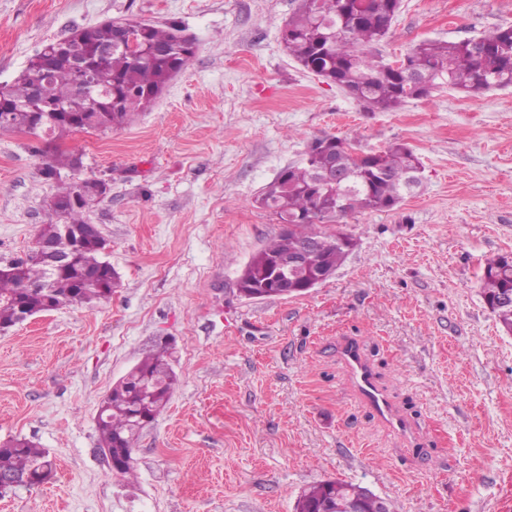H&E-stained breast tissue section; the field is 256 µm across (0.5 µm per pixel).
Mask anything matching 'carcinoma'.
Segmentation results:
<instances>
[{
	"mask_svg": "<svg viewBox=\"0 0 512 512\" xmlns=\"http://www.w3.org/2000/svg\"><path fill=\"white\" fill-rule=\"evenodd\" d=\"M400 8V0H298L288 19L282 42L287 53L305 70L319 74L356 100L367 112H391L409 100L425 97L441 85L467 94L512 87V26L498 27L478 38L461 41H428L411 48L401 65L391 66L378 51L388 36ZM141 29L140 39L155 49L149 56H135L117 46L121 25ZM177 23L164 28L151 24L114 20L92 27L85 34L72 33L60 44L50 42L29 61V67L11 85L0 101L6 121L0 130L34 126L41 114L61 103L65 110L46 125L49 133L38 138L51 145L78 132L71 121L77 115L91 129L105 133L129 123L157 99L172 72L186 69L195 55L191 39L174 41ZM110 48L109 61L94 73L96 93L112 98L94 111L76 89L69 66L98 48ZM330 142L326 155L310 153L298 164L280 170L261 193L265 208L282 223L295 225L281 233L251 258L243 272L252 277L268 260L293 258L303 242L318 239L310 251L316 270L331 277L348 252L337 239L334 223L355 213L390 211L419 187L413 172L418 157L402 145L392 144L378 155L355 156L346 139L323 136ZM76 158L54 148L44 169L48 179H60V167L75 166ZM70 182L58 188L47 201L52 221L44 230L58 227L64 219L80 235L74 264L50 273L30 257L10 263L11 272L0 274V327L17 323L24 310L58 309L71 303H90L112 295L115 273L104 264L96 228L86 223L84 213L100 194L86 189L78 207L65 209L76 195ZM96 272L98 287H86L84 275ZM483 299L497 322L512 335V258L501 255L486 262L481 277ZM172 352L156 346L132 368L129 376L104 399L97 427L101 451L123 477L134 475L133 446L141 419H155L165 408L177 377ZM53 476L49 453L27 440L0 445V479L28 478L32 483ZM364 487L339 480H326L303 490L295 509L299 512H344L341 505L363 495Z\"/></svg>",
	"mask_w": 512,
	"mask_h": 512,
	"instance_id": "obj_1",
	"label": "carcinoma"
}]
</instances>
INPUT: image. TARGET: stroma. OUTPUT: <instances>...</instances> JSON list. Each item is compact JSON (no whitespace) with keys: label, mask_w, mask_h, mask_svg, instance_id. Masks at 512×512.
<instances>
[{"label":"stroma","mask_w":512,"mask_h":512,"mask_svg":"<svg viewBox=\"0 0 512 512\" xmlns=\"http://www.w3.org/2000/svg\"><path fill=\"white\" fill-rule=\"evenodd\" d=\"M295 0H0V84L42 44L112 19L178 22L190 66L107 133L60 143L68 180L105 181L87 221L120 274L106 300L0 331V443L48 449L56 475L0 512H294L323 480L370 488L400 512H512V335L480 289L512 253V88L441 87L367 112L287 54ZM512 25V0H401L379 50ZM410 147L422 187L338 227L355 242L295 297L249 299L237 279L283 229L254 199L315 138ZM39 139L0 131V265L31 251L55 193ZM178 383L140 432L135 480L99 448L98 408L161 338ZM358 342L407 425L389 429L336 354Z\"/></svg>","instance_id":"obj_1"}]
</instances>
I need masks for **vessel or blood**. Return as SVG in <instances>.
<instances>
[{
  "label": "vessel or blood",
  "instance_id": "obj_1",
  "mask_svg": "<svg viewBox=\"0 0 512 512\" xmlns=\"http://www.w3.org/2000/svg\"><path fill=\"white\" fill-rule=\"evenodd\" d=\"M337 354L359 396L390 429L404 431L403 421L396 415L385 394L378 388L373 373L362 357L355 342L346 340L338 344Z\"/></svg>",
  "mask_w": 512,
  "mask_h": 512
}]
</instances>
